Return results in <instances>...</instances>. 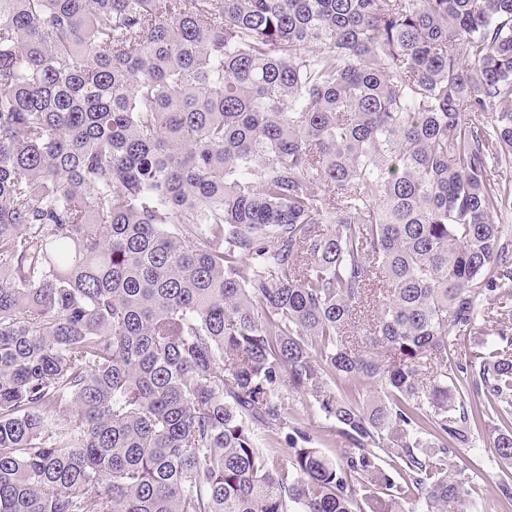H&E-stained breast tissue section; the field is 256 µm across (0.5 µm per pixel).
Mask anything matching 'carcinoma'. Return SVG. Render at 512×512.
I'll return each mask as SVG.
<instances>
[{
	"mask_svg": "<svg viewBox=\"0 0 512 512\" xmlns=\"http://www.w3.org/2000/svg\"><path fill=\"white\" fill-rule=\"evenodd\" d=\"M509 211L512 0H0V512H465ZM290 418H299L311 423L314 429L312 446L322 448L328 455H335L342 447V439L337 432L336 423L328 419L326 413L312 398H304L295 394H285L283 400Z\"/></svg>",
	"mask_w": 512,
	"mask_h": 512,
	"instance_id": "cac0c4a2",
	"label": "carcinoma"
}]
</instances>
